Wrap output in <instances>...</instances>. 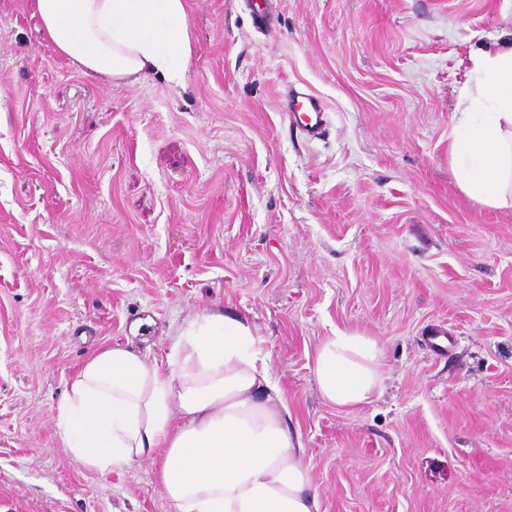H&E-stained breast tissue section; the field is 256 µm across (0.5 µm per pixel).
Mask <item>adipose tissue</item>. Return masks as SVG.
I'll return each mask as SVG.
<instances>
[{
    "instance_id": "adipose-tissue-1",
    "label": "adipose tissue",
    "mask_w": 512,
    "mask_h": 512,
    "mask_svg": "<svg viewBox=\"0 0 512 512\" xmlns=\"http://www.w3.org/2000/svg\"><path fill=\"white\" fill-rule=\"evenodd\" d=\"M44 39L82 73L183 84L193 53L187 0H32ZM476 91L448 155L479 205L512 208V39L473 58ZM163 372L132 347L95 350L57 408L63 448L108 472L149 461L176 512H321L302 434L251 325L204 312L179 328ZM374 337L335 328L314 362L322 396L368 402L383 382Z\"/></svg>"
}]
</instances>
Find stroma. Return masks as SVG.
<instances>
[{"label":"stroma","instance_id":"obj_1","mask_svg":"<svg viewBox=\"0 0 512 512\" xmlns=\"http://www.w3.org/2000/svg\"><path fill=\"white\" fill-rule=\"evenodd\" d=\"M268 2L261 28L253 0H190L174 89L83 74L0 0V512H175L149 462H76L56 408L101 345L164 368L214 311L268 353L324 512H512V208L448 160L512 0ZM336 327L383 349L353 408L313 376ZM302 95L289 97L283 112H286L291 124L299 128L305 137L312 139L322 133L327 118L325 108L318 97L304 93Z\"/></svg>","mask_w":512,"mask_h":512}]
</instances>
